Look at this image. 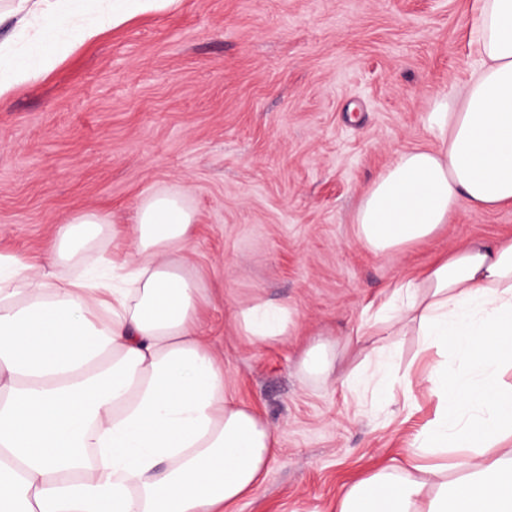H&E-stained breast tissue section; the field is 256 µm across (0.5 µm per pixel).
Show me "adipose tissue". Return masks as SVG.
<instances>
[{
	"label": "adipose tissue",
	"mask_w": 512,
	"mask_h": 512,
	"mask_svg": "<svg viewBox=\"0 0 512 512\" xmlns=\"http://www.w3.org/2000/svg\"><path fill=\"white\" fill-rule=\"evenodd\" d=\"M475 69L462 93L424 115L434 144L400 151L364 194L357 242L380 257L427 241L460 208L512 205V0H477ZM195 218L160 194L135 224L75 214L32 273L0 253V512H225L263 479L278 439L225 394L224 363L197 334L204 292L176 260ZM124 243L111 268L101 239ZM235 320L251 340L288 335L285 307L258 302ZM383 335L416 326L464 373L435 367L440 403L403 465L352 484L336 512H512V239L472 243L400 280L381 306ZM454 454L460 481L428 457Z\"/></svg>",
	"instance_id": "obj_1"
}]
</instances>
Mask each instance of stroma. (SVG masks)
<instances>
[{"mask_svg":"<svg viewBox=\"0 0 512 512\" xmlns=\"http://www.w3.org/2000/svg\"><path fill=\"white\" fill-rule=\"evenodd\" d=\"M58 0L0 21V68L35 47L55 67L0 99V251L46 265L64 222L100 211L132 224L151 196L196 217L185 270L205 290L201 332L279 439L263 481L231 512H336L355 481L400 462L434 419L426 376L457 373L416 328L347 343L398 280L473 242L512 237V208L460 210L428 242L379 258L360 247V198L396 151L432 145L423 115L475 65L476 0ZM101 24L84 38L85 24ZM286 307L287 336L255 343L235 312ZM335 337L336 374L304 377L303 351ZM390 346L385 402L355 389Z\"/></svg>","mask_w":512,"mask_h":512,"instance_id":"1","label":"stroma"}]
</instances>
